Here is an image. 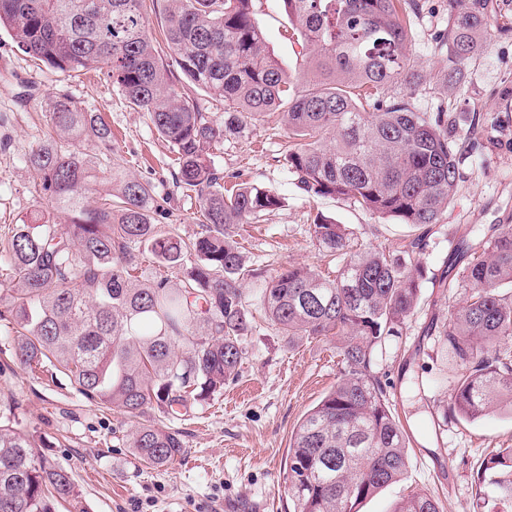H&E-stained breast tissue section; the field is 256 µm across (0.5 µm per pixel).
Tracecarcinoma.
<instances>
[{"label":"carcinoma","mask_w":512,"mask_h":512,"mask_svg":"<svg viewBox=\"0 0 512 512\" xmlns=\"http://www.w3.org/2000/svg\"><path fill=\"white\" fill-rule=\"evenodd\" d=\"M297 39L309 50L310 74L299 87L266 50L253 0H168L164 42L188 82L224 102L214 122L175 92L146 24V0H0V29L37 65L62 72L96 70L129 104L149 115L179 166V181L197 192L205 233L185 241L155 224L160 208L149 184L121 182L119 193L84 203L97 164L84 152H112V129L63 90L46 114L53 130L25 165L53 215L16 224L0 240L3 276L13 284L0 321L12 325L11 350L33 376L65 375L85 398L130 417L158 410L183 420L239 376L244 343L256 328L242 281L265 286L260 306L281 335L334 336L344 374L300 419L283 479L292 512H358L364 500L402 480L408 457L402 427L374 369L377 353L419 303L423 272L416 237L399 248L357 251L350 232L328 217L313 224L319 245L340 256L333 278L290 265L271 275L245 267L233 240L283 199L257 186L224 195L210 149L241 134L268 112L282 113L292 138L284 157L296 186L333 196L400 224L429 228L454 202L460 165L476 119L417 104L422 75L409 53L417 0H282ZM448 25L435 51L448 67L436 79L460 81L459 64L507 31L494 0H447ZM182 272L142 284V249ZM450 288L462 305L426 329L457 369L442 426L512 410V218L494 234L460 238L448 255ZM128 447L154 467L183 453L178 431L137 426ZM13 407L0 404V512H55L69 502L87 512L71 475L38 453ZM483 512H512V448L480 466ZM394 512H440L428 493L403 499Z\"/></svg>","instance_id":"1"}]
</instances>
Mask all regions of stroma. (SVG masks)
Returning a JSON list of instances; mask_svg holds the SVG:
<instances>
[{"label": "stroma", "instance_id": "1", "mask_svg": "<svg viewBox=\"0 0 512 512\" xmlns=\"http://www.w3.org/2000/svg\"><path fill=\"white\" fill-rule=\"evenodd\" d=\"M499 2L507 33L493 34L483 51L465 61L463 79L451 89L433 79L445 66L434 52L433 38L448 21L446 0H425L423 13L412 22L410 53L423 73L418 97L422 108L457 113L464 126L481 113L502 121L507 134L497 142L490 127L478 129L474 147L460 166L456 200L432 229L421 232L346 200L301 192L284 164L288 130L279 113L211 150V164L223 174L225 187L254 184L283 199L279 209L235 226L233 239L249 267L271 273L293 264L333 273L338 261L323 251L313 233L320 215L344 225L373 250H393L418 235L426 242L417 256L425 273L421 301L402 335L389 337L376 366L391 411L406 432L409 464L400 482L363 501L359 512H393L416 491L438 498L441 512H480V464L492 450L512 448L510 412L462 419L439 432L438 407L449 398L457 371L422 333L462 299L460 291L441 283L459 229L483 235L512 213V111L498 105L499 93L512 88V0ZM254 13L268 50L283 61L290 77H297L307 58L288 36L282 0H254ZM60 90L68 91L83 109L102 113L112 128V156L87 191V203L117 192L115 174L129 175L154 186L161 206L156 223L177 225L187 240L200 236L205 219L197 194L180 186L175 154L146 113L130 106L104 76L37 68L4 30L0 234L30 221L35 210L49 208L36 197L24 156L46 134L45 110ZM10 335L9 325L1 321L0 402L15 406L24 427L39 437L42 454L70 473L88 512H290L283 469L292 434L343 370L336 338L291 343L268 323L258 322L247 338L239 377L198 406L191 419L177 422L185 452L169 466L155 468L113 437L114 432L134 429L135 421L118 409L88 401L64 375L28 374L9 350ZM418 375L432 382L423 397L410 390L411 379Z\"/></svg>", "mask_w": 512, "mask_h": 512}]
</instances>
